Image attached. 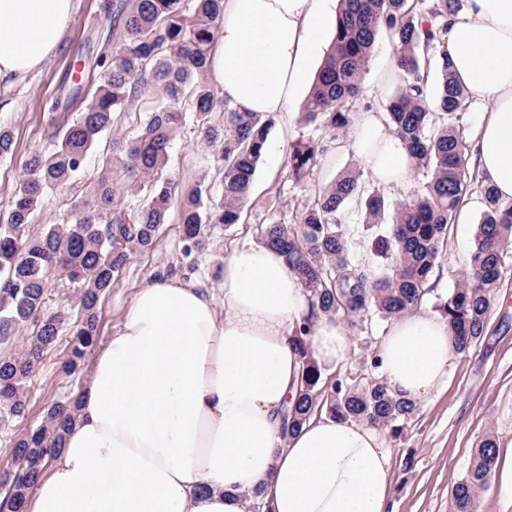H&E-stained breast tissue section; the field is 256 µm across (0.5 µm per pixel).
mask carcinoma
I'll list each match as a JSON object with an SVG mask.
<instances>
[{
	"label": "carcinoma",
	"mask_w": 512,
	"mask_h": 512,
	"mask_svg": "<svg viewBox=\"0 0 512 512\" xmlns=\"http://www.w3.org/2000/svg\"><path fill=\"white\" fill-rule=\"evenodd\" d=\"M192 14L182 0H105L101 9L121 29L112 64L92 100L57 133L49 153L35 152L7 212L0 217V350L30 329L19 354H0V427L25 412L26 383L55 346L64 313L48 310L50 275L77 289L82 318L75 326L64 367L78 369L98 337V307L112 290L128 257L155 245L167 222L172 197L162 180L169 148L182 126L174 108L194 87L200 140L220 151L224 193L205 199L201 186L182 201L184 252L201 244L203 224H238L258 163L265 153L273 118L245 112L216 98L203 80L215 28L223 21V0H195ZM465 0H339L332 40L305 97L301 121L325 133L291 145L288 180L308 183L331 145L354 120L363 99V73L380 38L392 47L401 77L385 105L387 124L406 145L412 169L423 176L420 191L392 198L367 184L352 167L316 193L313 201L261 228V241L279 251L310 294L312 310L292 334L301 357L295 397L281 413L280 435L287 440L312 416L323 412L398 433L417 411V402L397 399L377 378L325 376L308 346L313 322L326 315L341 319L358 334L414 311L429 301L430 280L441 268L448 227L472 182L468 163L472 141L463 117L472 96L455 80L441 41L448 19L460 15ZM159 85L167 104L149 113L140 132L112 138L91 201L61 223L35 235L31 224L50 190L70 189L87 156L114 114ZM221 109L223 123L209 115ZM15 150L12 131L0 126V159ZM476 189L486 209L477 225L468 261L469 275L432 308L447 321L457 353H466L484 334L487 314L504 274V254L512 248V200L482 183ZM144 194L145 202L125 211L123 196ZM356 205L361 224L350 229L346 209ZM371 242L375 260L358 258L357 244ZM77 400L48 406L40 426L13 443L9 466L0 472V512H24L29 494L50 458L64 445L76 420ZM496 441L485 437L474 449L463 479L452 490L454 512H477L479 493L488 487Z\"/></svg>",
	"instance_id": "1"
}]
</instances>
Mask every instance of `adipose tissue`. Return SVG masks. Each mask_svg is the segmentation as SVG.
Instances as JSON below:
<instances>
[{"label":"adipose tissue","mask_w":512,"mask_h":512,"mask_svg":"<svg viewBox=\"0 0 512 512\" xmlns=\"http://www.w3.org/2000/svg\"><path fill=\"white\" fill-rule=\"evenodd\" d=\"M336 0H224L210 79L249 112L291 113ZM73 0H0V83L39 69L73 20ZM456 79L487 109L474 139L485 182L512 199V0H467L442 38ZM356 149L381 184L411 163L380 113L359 112ZM310 297L285 257L248 244L225 257L221 290L159 278L141 288L88 365L76 421L37 483L29 512H388L393 450L379 428L326 414L289 441L280 412L299 379L290 342ZM310 346L336 369L346 325L320 317ZM456 350L447 323L422 309L395 319L379 350L390 393L423 401Z\"/></svg>","instance_id":"adipose-tissue-1"}]
</instances>
